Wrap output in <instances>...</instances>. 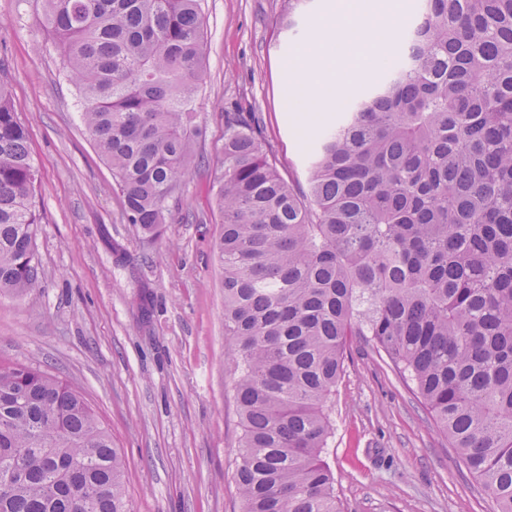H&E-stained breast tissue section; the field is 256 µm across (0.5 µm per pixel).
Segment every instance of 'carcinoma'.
<instances>
[{"mask_svg":"<svg viewBox=\"0 0 512 512\" xmlns=\"http://www.w3.org/2000/svg\"><path fill=\"white\" fill-rule=\"evenodd\" d=\"M124 216L161 232L199 136V0H43ZM400 62L308 141L307 190L260 117L224 111L225 369L242 512H340L322 459L352 338L409 375L512 512V0H422ZM36 168L0 69V292L37 293ZM125 460L82 393L0 363V512H129Z\"/></svg>","mask_w":512,"mask_h":512,"instance_id":"cac0c4a2","label":"carcinoma"}]
</instances>
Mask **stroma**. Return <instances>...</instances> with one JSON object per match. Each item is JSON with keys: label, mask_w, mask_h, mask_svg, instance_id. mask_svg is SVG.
<instances>
[{"label": "stroma", "mask_w": 512, "mask_h": 512, "mask_svg": "<svg viewBox=\"0 0 512 512\" xmlns=\"http://www.w3.org/2000/svg\"><path fill=\"white\" fill-rule=\"evenodd\" d=\"M335 4L311 0L289 33L287 0H201L205 61L193 115L202 135L179 201L151 237L124 218L41 0H0V68L38 171L41 285L34 296H0V362L38 367L91 402L125 457L130 512H240L215 248L224 111L259 112L279 173L306 186V130L284 108L288 66ZM332 418L324 459L342 512H493L412 381L364 337L348 350Z\"/></svg>", "instance_id": "obj_1"}]
</instances>
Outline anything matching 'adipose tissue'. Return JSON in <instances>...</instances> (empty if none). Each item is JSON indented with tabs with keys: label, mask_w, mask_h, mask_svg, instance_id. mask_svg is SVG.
<instances>
[{
	"label": "adipose tissue",
	"mask_w": 512,
	"mask_h": 512,
	"mask_svg": "<svg viewBox=\"0 0 512 512\" xmlns=\"http://www.w3.org/2000/svg\"><path fill=\"white\" fill-rule=\"evenodd\" d=\"M403 15L401 0H368L363 11L338 0L316 36L299 48L289 68L290 109L303 122L336 110L357 78L382 69Z\"/></svg>",
	"instance_id": "1"
}]
</instances>
